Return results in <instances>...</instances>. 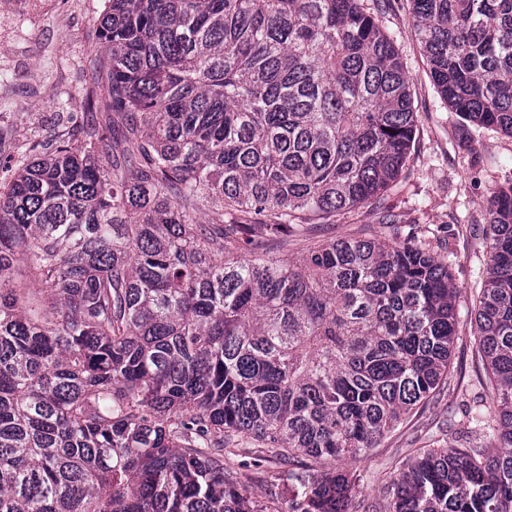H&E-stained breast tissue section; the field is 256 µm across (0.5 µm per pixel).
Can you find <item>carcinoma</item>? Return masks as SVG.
Segmentation results:
<instances>
[{
	"label": "carcinoma",
	"mask_w": 512,
	"mask_h": 512,
	"mask_svg": "<svg viewBox=\"0 0 512 512\" xmlns=\"http://www.w3.org/2000/svg\"><path fill=\"white\" fill-rule=\"evenodd\" d=\"M443 100L512 137V0H411ZM89 117L0 188V512H350L351 470L447 379L448 262L416 236L275 247L376 201L416 131L359 0H105ZM474 306L483 442L387 512H512V182ZM279 472L224 466L227 448ZM269 484L265 499L247 482Z\"/></svg>",
	"instance_id": "1"
}]
</instances>
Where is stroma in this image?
Wrapping results in <instances>:
<instances>
[{
    "label": "stroma",
    "instance_id": "1",
    "mask_svg": "<svg viewBox=\"0 0 512 512\" xmlns=\"http://www.w3.org/2000/svg\"><path fill=\"white\" fill-rule=\"evenodd\" d=\"M103 0H0V158L28 155L32 144L58 131L59 113L86 112L80 69L96 45ZM393 40L410 78L417 131L410 159L380 205L367 204L317 224L276 248L293 259L308 246L344 238H385L383 212L395 215L403 234L424 236L448 261L458 292L459 332L443 389L406 415L354 467L358 499L384 506L387 487L420 448H456L466 436L449 429L483 388L473 357L470 315L489 263L483 215L493 187L512 181V138L492 128L472 129L441 98L414 30L410 0H363Z\"/></svg>",
    "mask_w": 512,
    "mask_h": 512
}]
</instances>
